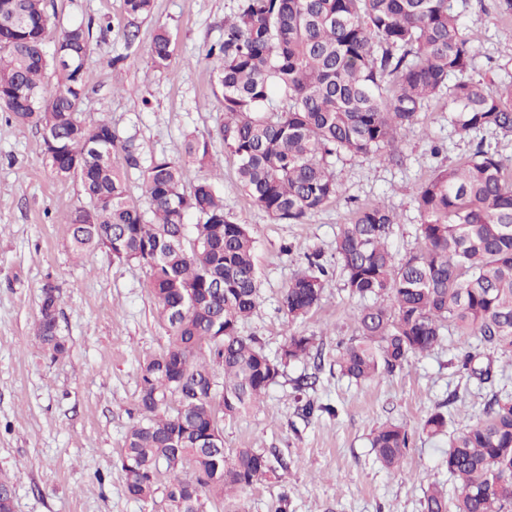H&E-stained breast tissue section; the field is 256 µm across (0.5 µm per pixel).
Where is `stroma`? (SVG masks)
Masks as SVG:
<instances>
[{
  "label": "stroma",
  "instance_id": "1",
  "mask_svg": "<svg viewBox=\"0 0 512 512\" xmlns=\"http://www.w3.org/2000/svg\"><path fill=\"white\" fill-rule=\"evenodd\" d=\"M45 3L57 28H92L81 119L110 121L119 140H134L145 160L179 158L187 135L211 138V167L192 169L188 180L221 173L225 212L256 240L259 298L242 333L272 355L292 333L323 343L321 361L288 363L256 407L221 421L226 454L273 450L290 460L288 470L212 502L209 512H421L429 484L453 490L442 464L446 436H427L421 423L438 408L448 416L449 433L478 422L492 391L512 392V355H494V384H479L458 369L463 346L451 333L393 373L351 382L339 373L336 356L357 333L362 302L344 290L341 268L331 259L339 229L359 207L379 201L398 216L394 252L417 251L415 188L469 156L478 135L456 132L447 99L432 100L404 132L399 162L340 155L333 164L336 197L303 223H277L238 185L237 159L219 134L224 111L217 71L205 57L222 39L237 0H154L131 44L123 0ZM463 21L479 49L478 73L512 79L505 39L512 17L502 16L498 0H467ZM161 24L170 31L173 54L159 72L149 48ZM436 143L444 147L438 155L431 151ZM83 202L80 181L57 178L46 164L41 131L0 112V477L13 483V512H168L164 495L145 504L128 498L119 463L138 417V363L166 347L167 331L156 316L147 267L104 249L74 251L63 218ZM316 251L330 263L324 298L307 318L289 322L283 290ZM49 283L61 290V356L46 350L34 331ZM306 375L315 376V385L296 390ZM309 399L316 408L306 416ZM389 421L405 424L411 437L397 472L383 468L369 444L373 430Z\"/></svg>",
  "mask_w": 512,
  "mask_h": 512
}]
</instances>
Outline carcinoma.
<instances>
[{"label":"carcinoma","mask_w":512,"mask_h":512,"mask_svg":"<svg viewBox=\"0 0 512 512\" xmlns=\"http://www.w3.org/2000/svg\"><path fill=\"white\" fill-rule=\"evenodd\" d=\"M127 40L152 0H123ZM44 0H0V108L15 122L54 136L43 156L60 179L80 180L86 204L67 214L74 250L120 246L115 259L148 267L167 346L139 365L138 418L121 454L127 496L154 500L159 477L171 512H207L210 500L241 492L288 469L262 448L231 457L198 447L220 420L248 411L290 361L321 356L316 338L292 334L271 356L240 325L258 297L255 240L224 212L214 181L184 191L189 163L205 165L211 138L185 141L187 160L153 156L131 142L114 151L112 124L80 119L90 26L62 31L52 52ZM172 43L159 26L152 67L168 68ZM477 51L449 0H238L224 37L207 57L219 62L224 146L238 160L239 186L268 216L298 224L337 194L330 158L343 152L394 161L399 137L428 103L448 95L462 132L512 136V80L469 76ZM58 74L51 85L48 69ZM140 172L149 209L129 196L128 173ZM422 247L398 261L388 247L397 216L385 205L359 208L336 235L335 256L349 296L372 300L357 316V336L336 356L342 375L372 381L439 346L452 327L468 345L461 369L484 383L492 363L512 353V168L485 139L475 152L436 171L413 192ZM194 214V237L185 227ZM326 268L318 255L284 289L281 308L293 323L322 299ZM223 287L216 288L214 284ZM58 288L43 287L37 335L53 354L59 335ZM441 411L421 429L440 436ZM410 437L388 422L370 446L385 468H401ZM458 481L453 512H512V395L492 394L485 418L448 439L442 456ZM422 512H448V493L432 483Z\"/></svg>","instance_id":"cac0c4a2"}]
</instances>
